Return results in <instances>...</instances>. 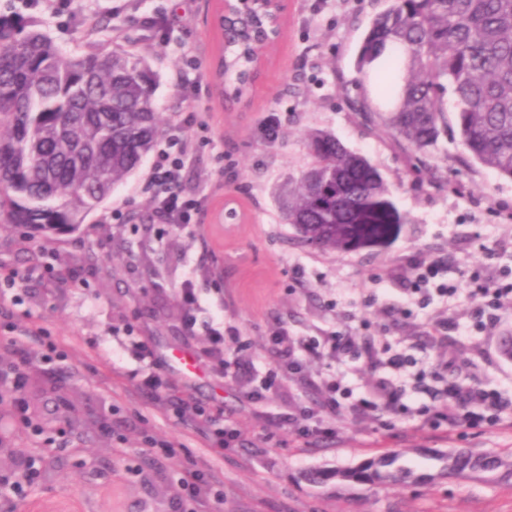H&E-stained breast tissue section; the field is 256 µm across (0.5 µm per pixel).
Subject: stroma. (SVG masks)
<instances>
[{
    "label": "stroma",
    "mask_w": 512,
    "mask_h": 512,
    "mask_svg": "<svg viewBox=\"0 0 512 512\" xmlns=\"http://www.w3.org/2000/svg\"><path fill=\"white\" fill-rule=\"evenodd\" d=\"M217 2L75 0L66 18L48 2L25 10L0 0V15L36 25L65 53L120 47L145 57L158 76L162 132L185 121L183 190L203 202L193 226L160 220L147 189L148 155L75 233L45 243L0 227V268L18 275L0 296V366L21 348L38 355L26 368L25 417L0 403V443L59 463L24 497H0V512H173L172 476L186 468L205 471L223 492L204 512H512V480L499 472L437 476L438 455L455 448L512 460V429L401 422L390 432L340 412L333 440L304 446L278 421L315 400L312 380L334 372V363L308 361L258 407L245 385L201 357L219 315L240 329L261 371L277 362L267 342L276 329L304 338L351 329L367 343L387 338L421 362L458 356L467 366L456 380L512 394V360L500 357L498 337L475 346L474 300L446 305L436 297L425 306L409 290L415 260L442 262L443 280L455 285L482 266L512 270V179L468 160L446 135L415 166L379 121L352 112L351 99L371 90L358 82L357 50L384 0H288L284 35L239 112L225 111L213 70L222 49ZM151 18L163 26H148ZM316 131L377 167L407 218L388 240L325 252L299 241L283 199L313 164L307 138ZM84 253L92 264H65L66 255ZM189 277L199 298L191 335L180 299ZM446 310L456 326L436 330ZM131 337L153 346L174 399L196 402L236 431L231 448L215 454L207 426L158 410L141 392L125 348ZM50 346L57 357L41 360ZM181 352L194 355L195 374L170 366ZM162 442L178 445V454L157 453ZM387 454L422 481L304 479L315 468H355Z\"/></svg>",
    "instance_id": "35a3bbf8"
}]
</instances>
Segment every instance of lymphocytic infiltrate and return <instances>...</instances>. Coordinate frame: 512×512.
Listing matches in <instances>:
<instances>
[{"label":"lymphocytic infiltrate","mask_w":512,"mask_h":512,"mask_svg":"<svg viewBox=\"0 0 512 512\" xmlns=\"http://www.w3.org/2000/svg\"><path fill=\"white\" fill-rule=\"evenodd\" d=\"M186 168L185 144L181 128L176 125L161 140L149 176L155 211L165 223L190 224L200 207L199 200L185 198L179 191ZM468 295L478 302L474 311L475 330L482 336L495 335L500 325L499 310L506 305L512 306V283L495 288L478 283L469 289ZM240 339L236 327L213 328L211 345L205 355L216 372L242 382L247 378L248 365L242 357L230 356L227 347L228 342L236 343ZM269 342L280 353L282 361L267 370L258 387L247 391V399L255 404L262 403L267 393L280 386L283 378L300 372L309 358L350 359L372 372L368 394L355 399L343 387L342 377L331 375L315 381L317 401L298 408L281 420L282 425L303 444H310L315 438L333 437L332 422L343 408L356 417L412 420L420 427L441 423L462 424L474 429L491 423L512 426V398H503L499 391L480 383L463 384L447 379L446 374L455 366V359L446 358L436 364L433 376L440 379V386L424 387L427 403L413 408L405 402L401 384L402 378L408 376L413 360L389 344L365 347L357 337L349 334L300 340L291 338L284 331L273 333ZM176 484L182 512H195V505L203 501L222 499L205 473L197 469L178 473Z\"/></svg>","instance_id":"lymphocytic-infiltrate-1"}]
</instances>
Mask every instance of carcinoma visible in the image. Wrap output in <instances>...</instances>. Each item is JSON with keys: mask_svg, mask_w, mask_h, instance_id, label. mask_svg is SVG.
<instances>
[{"mask_svg": "<svg viewBox=\"0 0 512 512\" xmlns=\"http://www.w3.org/2000/svg\"><path fill=\"white\" fill-rule=\"evenodd\" d=\"M225 35L230 75L254 69L250 15ZM359 82L374 96L353 104L369 119L388 109L390 138L411 157L447 130L463 153L512 179V0H387L371 21L356 59ZM157 77L144 59L123 51L62 52L45 34L0 18V224L31 239L79 230L85 217L151 150L162 118L154 105ZM455 100L448 124L447 90ZM312 168L289 191L288 221L301 242L347 251L389 238L405 223L378 170L336 136L308 138ZM399 455L304 479L416 483ZM439 476L506 468L500 457L456 448L439 457Z\"/></svg>", "mask_w": 512, "mask_h": 512, "instance_id": "cac0c4a2", "label": "carcinoma"}]
</instances>
